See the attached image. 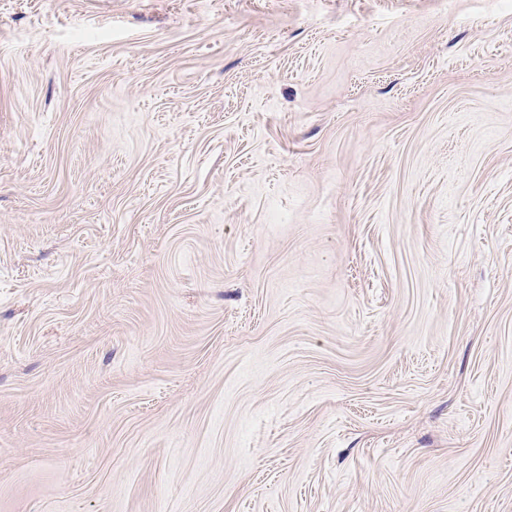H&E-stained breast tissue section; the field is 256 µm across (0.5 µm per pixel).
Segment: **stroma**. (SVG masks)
Instances as JSON below:
<instances>
[{"label": "stroma", "mask_w": 512, "mask_h": 512, "mask_svg": "<svg viewBox=\"0 0 512 512\" xmlns=\"http://www.w3.org/2000/svg\"><path fill=\"white\" fill-rule=\"evenodd\" d=\"M0 512H512V0H0Z\"/></svg>", "instance_id": "1"}]
</instances>
